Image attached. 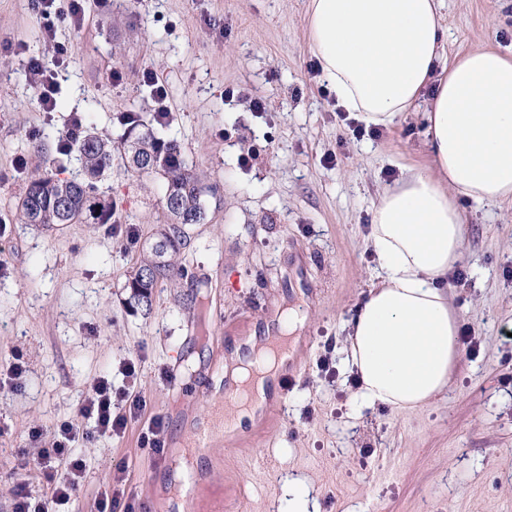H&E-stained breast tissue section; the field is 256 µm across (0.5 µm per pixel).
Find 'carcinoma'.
Instances as JSON below:
<instances>
[{"label": "carcinoma", "instance_id": "1", "mask_svg": "<svg viewBox=\"0 0 512 512\" xmlns=\"http://www.w3.org/2000/svg\"><path fill=\"white\" fill-rule=\"evenodd\" d=\"M63 154L78 153L84 178L62 179L52 174L32 178L18 204L16 219L23 224L50 226L63 224H106L112 216V200L98 193L96 182L112 168V141L89 128L68 145ZM127 168L139 174H154L164 179L166 192L175 205H165L171 223L162 228L159 240L140 256L126 287L131 298L149 311L152 289L158 282L185 277L187 267L176 260L184 246V227L205 219L201 177L187 168L179 146L159 141L152 132L138 135L124 150Z\"/></svg>", "mask_w": 512, "mask_h": 512}]
</instances>
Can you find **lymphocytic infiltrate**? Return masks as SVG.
<instances>
[{
  "instance_id": "lymphocytic-infiltrate-1",
  "label": "lymphocytic infiltrate",
  "mask_w": 512,
  "mask_h": 512,
  "mask_svg": "<svg viewBox=\"0 0 512 512\" xmlns=\"http://www.w3.org/2000/svg\"><path fill=\"white\" fill-rule=\"evenodd\" d=\"M67 60L68 52L62 49L53 60L33 57L28 61L29 81L37 92L42 111L51 112L56 108L57 76ZM119 400L124 402V409L116 408ZM143 407L142 400L127 399L125 393L113 388L109 377L101 376L93 381L80 404L81 423L65 421L50 431L32 428L30 441L48 443L47 448L41 449L36 466L49 479L51 495L35 498L27 483H16L12 489L13 512H65L86 473V461L76 452L78 445L102 436L122 435L129 421L137 418Z\"/></svg>"
}]
</instances>
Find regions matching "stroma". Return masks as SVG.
Segmentation results:
<instances>
[{
  "instance_id": "stroma-1",
  "label": "stroma",
  "mask_w": 512,
  "mask_h": 512,
  "mask_svg": "<svg viewBox=\"0 0 512 512\" xmlns=\"http://www.w3.org/2000/svg\"><path fill=\"white\" fill-rule=\"evenodd\" d=\"M307 5L85 0L84 24L59 25L49 43L30 0H0V372L15 355L26 362L18 389L0 392V512H12L17 480L49 494L29 431L80 422L82 399L104 375L146 408L123 435L80 446L87 476L72 512H97L119 466L135 512H176L169 501L180 496L190 417L213 396L236 343L276 327L287 308L302 318L291 355L305 359L306 372L288 391L272 388L252 423L200 456L209 475L187 512H287L298 486L311 512H512V203L458 201L464 278L449 282L448 304L470 339L459 344L448 387L413 412L353 406L354 375L339 346L376 277L373 208L406 169L434 163L424 103L380 136L353 131L355 113L341 115L309 73ZM440 12L443 62L473 47L512 55V0H441ZM57 42L72 55L57 108L45 112L26 65L33 55L52 58ZM147 68L169 93L161 125ZM254 97L264 111L252 110ZM130 112L177 142L207 187L205 220L185 228L188 275L158 283L148 312L131 302L126 282L169 216L162 180L127 171L121 159ZM77 116L112 140V168L97 186L112 201L114 235L108 225L47 229L12 216L31 175H81L77 155L59 152ZM129 227L132 245L122 234ZM127 359L139 369L132 385L121 371ZM173 363L183 371L178 393ZM156 418L171 444L159 464L138 440Z\"/></svg>"
}]
</instances>
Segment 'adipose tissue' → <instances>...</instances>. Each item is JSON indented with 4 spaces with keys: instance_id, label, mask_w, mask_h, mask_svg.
I'll use <instances>...</instances> for the list:
<instances>
[{
    "instance_id": "ef3b65f1",
    "label": "adipose tissue",
    "mask_w": 512,
    "mask_h": 512,
    "mask_svg": "<svg viewBox=\"0 0 512 512\" xmlns=\"http://www.w3.org/2000/svg\"><path fill=\"white\" fill-rule=\"evenodd\" d=\"M307 32L321 77L345 111L387 126L418 100L433 171H409L372 214L377 282L341 350L359 375L356 406L417 410L448 385L458 320L444 283L464 247L456 200L512 202V57L473 48L437 74L439 0H309ZM249 337L229 370L242 385L275 378L281 362Z\"/></svg>"
}]
</instances>
